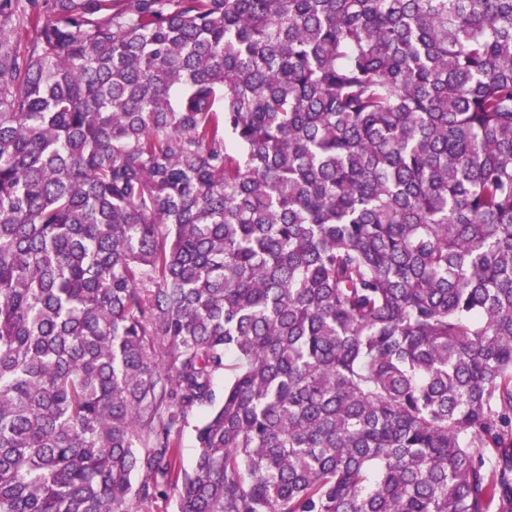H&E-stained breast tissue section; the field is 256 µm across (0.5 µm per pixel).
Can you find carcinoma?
Returning a JSON list of instances; mask_svg holds the SVG:
<instances>
[{
    "mask_svg": "<svg viewBox=\"0 0 512 512\" xmlns=\"http://www.w3.org/2000/svg\"><path fill=\"white\" fill-rule=\"evenodd\" d=\"M170 490L512 512V0H0V512ZM200 417L195 416L189 419V424L185 427L179 442L180 463L183 467L189 468L196 454V438H195V425H197Z\"/></svg>",
    "mask_w": 512,
    "mask_h": 512,
    "instance_id": "1",
    "label": "carcinoma"
}]
</instances>
